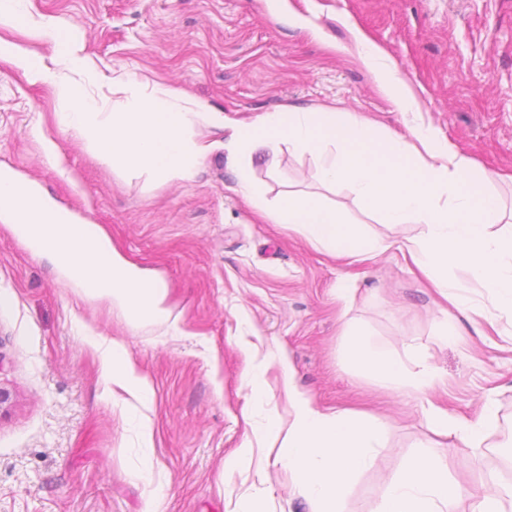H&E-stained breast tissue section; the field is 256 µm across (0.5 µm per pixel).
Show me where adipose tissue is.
Returning a JSON list of instances; mask_svg holds the SVG:
<instances>
[{"label": "adipose tissue", "mask_w": 512, "mask_h": 512, "mask_svg": "<svg viewBox=\"0 0 512 512\" xmlns=\"http://www.w3.org/2000/svg\"><path fill=\"white\" fill-rule=\"evenodd\" d=\"M356 39L364 45L363 66L395 108L405 115L414 111V98L384 50L367 42L364 34ZM0 53L13 57L17 66L70 101L71 112L59 117L61 128L82 138L112 169L144 168L162 178L189 180L210 151L208 144L191 136V128L203 123L228 131L230 145L245 160L235 169L236 190L268 223L288 225L314 250L336 258L357 261L400 252L409 268L428 279L444 301L438 309L435 342L455 339L449 310L477 317L491 327L499 317L512 316V209L494 189L500 175L475 168L433 126L411 121L405 133L382 135L355 114L293 105L240 125L223 112L163 87L111 108L84 96L80 85L15 46L1 43ZM284 144L311 155L323 185L350 190L378 223L419 224L421 236L403 242L369 236L317 194L289 190L266 202L247 162L276 154ZM459 270L467 273L468 283L456 278ZM346 334L348 361L382 387L425 395L441 385L442 373L421 349L386 350L359 330L350 328ZM88 342L101 354L103 378L122 393L137 418L143 446H150V380L123 343L103 336L89 337ZM276 362L290 417L270 415L251 422V442L239 449L236 460L250 455L252 442H276V460L288 474L290 493L303 498L309 512H344L345 490L373 466L388 425L350 409L321 410L294 384L287 357L277 355ZM423 415L435 435L455 437L477 451L497 426L498 407L490 398L472 419L434 405ZM465 499L471 502L470 512H512V486L481 484L462 495L459 483L448 476L443 456L425 453L414 456L390 479L376 512H460Z\"/></svg>", "instance_id": "obj_1"}]
</instances>
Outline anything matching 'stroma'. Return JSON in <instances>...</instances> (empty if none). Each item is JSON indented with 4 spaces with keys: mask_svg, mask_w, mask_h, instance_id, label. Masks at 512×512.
Listing matches in <instances>:
<instances>
[{
    "mask_svg": "<svg viewBox=\"0 0 512 512\" xmlns=\"http://www.w3.org/2000/svg\"><path fill=\"white\" fill-rule=\"evenodd\" d=\"M0 38L61 59L31 25L53 21L71 33L92 72L85 95L125 101L112 80L140 92L164 86L237 122L285 105L334 107L399 131L351 29L383 46L412 89L417 116L476 167L504 174L496 191L512 199V0H24ZM71 105L0 56V171L8 170L91 224L140 270L162 280L164 306L182 330L131 329L105 299H84L64 275L35 257L0 215V512H142L145 484L133 476L151 458L162 512H308L289 495L277 447L254 445L228 483L219 476L241 448L242 383L250 356L285 352L296 386L325 411L348 408L386 421L374 466L345 496L346 512H374L391 476L419 453H446L464 489L487 471L512 484V320L479 335L457 316L454 342L434 343L436 296L401 255L350 263L313 250L283 224L264 222L239 196L223 134L195 126L215 145L193 179L117 172L83 140L62 131ZM265 199L291 188L321 192L309 154L281 147L255 159ZM366 233L413 238L418 224L376 223L355 196L327 194ZM355 289L351 315L379 345L426 349L444 383L429 398L385 390L348 362L336 300ZM123 339L154 386V446L144 453L86 339ZM499 427L480 451L452 446L428 429L425 402L472 418L486 397Z\"/></svg>",
    "mask_w": 512,
    "mask_h": 512,
    "instance_id": "1",
    "label": "stroma"
}]
</instances>
